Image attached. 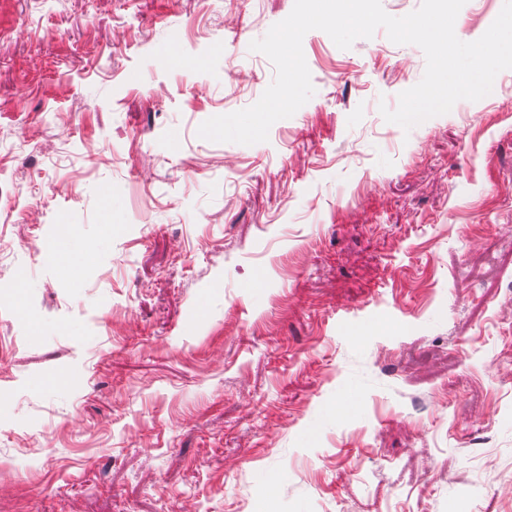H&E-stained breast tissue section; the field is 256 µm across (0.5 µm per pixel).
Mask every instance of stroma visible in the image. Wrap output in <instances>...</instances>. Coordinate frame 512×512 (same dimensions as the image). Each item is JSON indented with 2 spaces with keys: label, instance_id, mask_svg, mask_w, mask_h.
<instances>
[{
  "label": "stroma",
  "instance_id": "35a3bbf8",
  "mask_svg": "<svg viewBox=\"0 0 512 512\" xmlns=\"http://www.w3.org/2000/svg\"><path fill=\"white\" fill-rule=\"evenodd\" d=\"M293 6L0 0V512H512V70L406 131L422 49L312 30L199 138Z\"/></svg>",
  "mask_w": 512,
  "mask_h": 512
}]
</instances>
